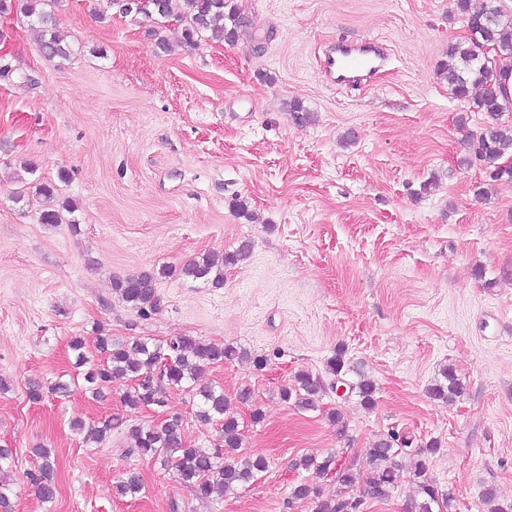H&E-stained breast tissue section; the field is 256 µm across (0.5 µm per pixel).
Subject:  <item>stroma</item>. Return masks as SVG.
<instances>
[{"label": "stroma", "mask_w": 512, "mask_h": 512, "mask_svg": "<svg viewBox=\"0 0 512 512\" xmlns=\"http://www.w3.org/2000/svg\"><path fill=\"white\" fill-rule=\"evenodd\" d=\"M235 2L234 43L184 45L176 17L58 0L65 60L41 52L22 13L0 14L11 68L0 77V448L16 478L37 468L34 448H50L58 487L45 503L21 485L15 512H314L291 498L295 485L337 498L362 490L295 461L331 455L359 468L391 429L414 447L389 499H365L363 512H407L420 459L451 492L450 512H487L489 489L511 504L512 183L489 184L468 163L456 120L477 133L487 117L438 73L449 44L469 35L465 16L455 0ZM368 43L382 53L372 73L324 69L334 49ZM296 101L310 123L294 122ZM44 186L57 189L60 223L39 221ZM244 242L251 253L225 268L222 288L177 274ZM163 266L176 273L159 278L155 314L112 290ZM101 332L152 344L196 336L265 356L261 369L205 365L197 384L223 392L242 454L266 457L268 470L202 502L140 456L129 425L178 414L184 440L203 448L219 428L199 423L195 395L176 387L161 409L126 407L125 378L93 397L69 342L83 337L96 360ZM340 348L346 383L374 380L373 409L331 389L326 362ZM446 367L465 386L447 403L427 393ZM301 370L325 385L317 409L281 397ZM59 380L68 396L51 393ZM33 381L46 389L38 404ZM108 415L121 425L102 443L71 429ZM433 440L439 451L417 457ZM129 470L143 488L122 497L115 485Z\"/></svg>", "instance_id": "obj_1"}]
</instances>
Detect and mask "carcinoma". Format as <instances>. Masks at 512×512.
I'll return each instance as SVG.
<instances>
[{
	"label": "carcinoma",
	"mask_w": 512,
	"mask_h": 512,
	"mask_svg": "<svg viewBox=\"0 0 512 512\" xmlns=\"http://www.w3.org/2000/svg\"><path fill=\"white\" fill-rule=\"evenodd\" d=\"M56 0H25L23 11L30 19L31 26L40 35V48L50 58L67 59L70 45L57 30L54 13L47 6ZM119 12H132L148 17L168 18L177 15L185 22L180 41L191 43L204 33L226 42L237 38L238 28L243 20L233 0H111ZM457 9L467 17L470 37L463 42L448 45V60L441 63L440 75L448 82L452 94L467 101L474 112H484L491 123L480 133L469 134L468 148L471 156L481 162L490 180L512 182V167L501 166V160L512 156V122H502L505 111L502 99L507 95L504 80L508 74L501 68L505 60L512 61V15L507 14L500 0H483L481 7L473 10L470 0H456ZM482 44L489 47L493 55L475 56L473 49ZM250 246L242 243L239 247L222 255L204 253L183 265L179 274L193 281H200L210 288L224 286V268L237 264L249 253ZM172 269L162 267L155 271H143L135 276L113 281L112 288L127 305L146 316L161 307L157 293L159 277L169 275ZM96 346L103 355V361L91 366L84 374V380L92 385V393L98 395L106 383L116 377L135 381L133 390L124 397V404L132 409L141 407H163L164 386L182 387L195 381L205 364L220 363L224 360H238L248 357L246 350L233 346H214L193 336H179L165 345L150 346L135 340L120 342L103 333L96 337ZM446 383L429 388L431 398L450 402L460 397L464 385L456 378L453 370L443 369ZM323 389L320 377L307 371L293 376V384L282 389L285 401H294L295 406L314 410L318 394ZM352 389L356 390L364 406L375 405L376 386L368 379L359 380ZM198 397L196 418L203 424L220 423L221 432L215 448H201L187 445L182 440V418L176 414L168 416L161 423L150 426H135L131 434L139 455L161 462L174 471L177 481L188 488L200 501H207L216 493H227L250 481L256 474L268 469L263 456L242 457L238 454L240 437L237 418L228 412L224 392L203 387L196 392ZM72 430L83 435L84 442L101 443L112 435L114 423L106 417L92 426L75 420ZM410 441L391 431L383 434L373 443L364 468H345L336 472L340 485L351 488L363 487V493L372 499H386L394 488L397 457ZM39 459L37 472H28L24 477L46 503L56 497L55 458L49 448L33 450ZM333 459L318 460L315 456H303L295 466L304 470L311 468L328 470ZM418 498L413 500L409 512H433L443 510L452 501L451 493L439 490L426 478L425 464L416 467ZM14 479L0 466V512H13ZM143 488L140 475L134 471L126 473L116 491L121 496L136 495ZM291 498L296 501L312 500L315 512H360L362 499L321 498L319 493L306 483L293 487Z\"/></svg>",
	"instance_id": "carcinoma-1"
}]
</instances>
